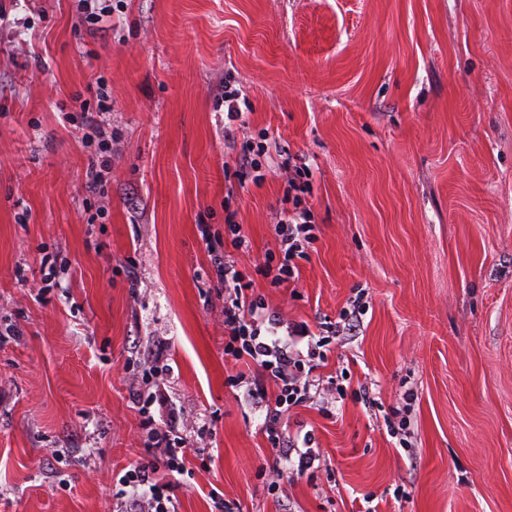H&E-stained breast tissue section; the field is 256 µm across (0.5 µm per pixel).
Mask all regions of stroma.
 <instances>
[{
    "mask_svg": "<svg viewBox=\"0 0 512 512\" xmlns=\"http://www.w3.org/2000/svg\"><path fill=\"white\" fill-rule=\"evenodd\" d=\"M0 12V331L19 330L0 342V512H114L115 475L147 455L129 361L152 353L180 433H212L179 512H512V0H113L94 33L74 0ZM225 77L249 104L233 146ZM101 81L119 143L95 195L80 104ZM261 141L264 178L243 180ZM290 162L311 172L317 239L274 288L258 268ZM230 212L283 322L336 320L367 291L323 374L349 369L408 426L392 438L350 395L297 408L320 467L276 497L285 462L227 382L198 231Z\"/></svg>",
    "mask_w": 512,
    "mask_h": 512,
    "instance_id": "1",
    "label": "stroma"
}]
</instances>
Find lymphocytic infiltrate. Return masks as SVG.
Masks as SVG:
<instances>
[{"label":"lymphocytic infiltrate","instance_id":"lymphocytic-infiltrate-1","mask_svg":"<svg viewBox=\"0 0 512 512\" xmlns=\"http://www.w3.org/2000/svg\"><path fill=\"white\" fill-rule=\"evenodd\" d=\"M111 104L107 85L99 84L95 111L86 117L87 141L94 146L86 178L94 191L102 189L112 166V138L97 120L98 115L110 111ZM308 175V170L299 167L289 171L284 183L286 207L280 211L274 227L280 242L279 260L261 267L264 277L277 288L295 280L299 274L298 259L306 256L316 239L311 212L302 207L300 198L306 190ZM198 231L202 241L210 245L209 225H199ZM224 233L231 250L210 245L208 257L224 287V355L240 366L229 384L245 388L249 398L265 404L264 433L272 448L282 452L287 461L281 480H295L313 470L318 456L312 447L311 433L291 428V413L314 403L320 387L319 370L329 361L334 335L339 333L341 323L361 322L367 312L366 303L359 297L352 300L342 311L339 322L328 324L326 334H315L301 322L289 326L286 337H279V315L256 295L251 280L231 254L232 249L249 244L242 225L233 217H226ZM132 396L142 416L148 456L117 477V484L131 490L122 501L120 512H178L172 479L189 472L187 441L177 435L173 422L156 421L152 409L162 404L161 392L137 388Z\"/></svg>","mask_w":512,"mask_h":512}]
</instances>
